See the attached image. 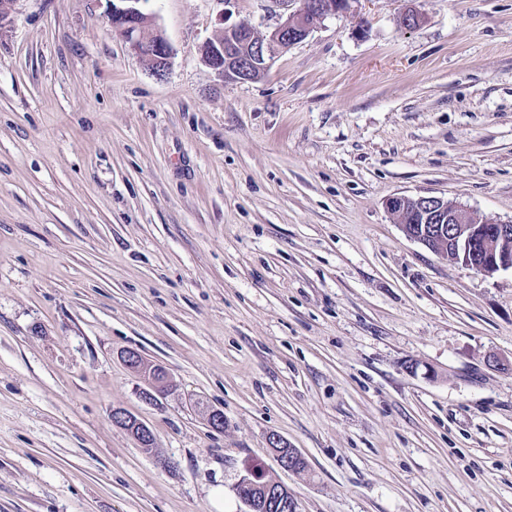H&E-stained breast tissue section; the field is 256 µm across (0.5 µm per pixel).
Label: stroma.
<instances>
[{
    "mask_svg": "<svg viewBox=\"0 0 512 512\" xmlns=\"http://www.w3.org/2000/svg\"><path fill=\"white\" fill-rule=\"evenodd\" d=\"M143 10L161 78L92 0L0 29V512H246L250 473L300 512H512V270L385 206L512 220V0H352L247 82L200 48L280 0ZM387 209L407 238L485 276L512 270V220L479 216L439 196L393 195ZM268 442L270 447L274 450L276 454L277 462L281 469L289 472H295V458L300 456V452L297 448H290L288 454L282 451L283 446L287 445L288 442L284 440L281 436L277 434H272L268 438Z\"/></svg>",
    "mask_w": 512,
    "mask_h": 512,
    "instance_id": "stroma-1",
    "label": "stroma"
}]
</instances>
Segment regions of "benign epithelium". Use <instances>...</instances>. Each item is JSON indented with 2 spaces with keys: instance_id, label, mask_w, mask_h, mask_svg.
<instances>
[{
  "instance_id": "7a95c632",
  "label": "benign epithelium",
  "mask_w": 512,
  "mask_h": 512,
  "mask_svg": "<svg viewBox=\"0 0 512 512\" xmlns=\"http://www.w3.org/2000/svg\"><path fill=\"white\" fill-rule=\"evenodd\" d=\"M102 1L107 3L106 16L112 30L125 40L134 55L148 64L153 75L164 76L171 48L150 27L142 10L146 0H92ZM350 2L300 0V5L267 36L258 35L245 23L230 25L219 38L202 45L201 57L221 80L251 81L265 72L268 61L276 54L305 40L316 22L347 11ZM386 207L402 220L407 238L434 253L485 276L512 270V220L486 218L439 196L393 195L387 198ZM125 359L129 367L143 372L149 383L157 385L156 366L147 364L139 352L129 351ZM268 442L280 468L296 471L295 458L300 452L295 448L283 452L287 441L277 434L269 436ZM242 482L261 489L264 508L269 512H279L295 502L288 487L279 480L249 474Z\"/></svg>"
}]
</instances>
